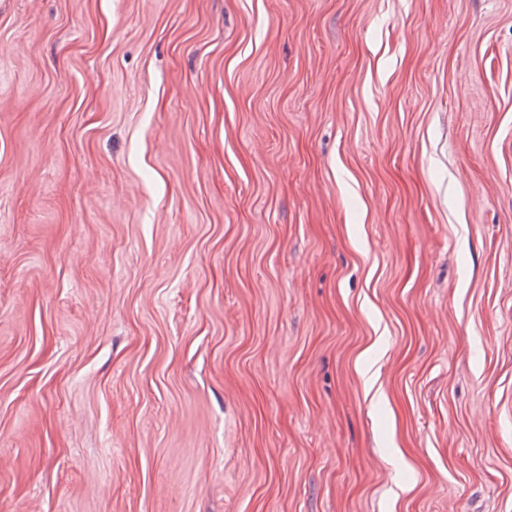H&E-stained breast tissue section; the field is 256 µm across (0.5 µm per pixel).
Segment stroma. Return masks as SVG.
Masks as SVG:
<instances>
[{
    "label": "stroma",
    "instance_id": "1",
    "mask_svg": "<svg viewBox=\"0 0 512 512\" xmlns=\"http://www.w3.org/2000/svg\"><path fill=\"white\" fill-rule=\"evenodd\" d=\"M0 512H512V0H0Z\"/></svg>",
    "mask_w": 512,
    "mask_h": 512
}]
</instances>
